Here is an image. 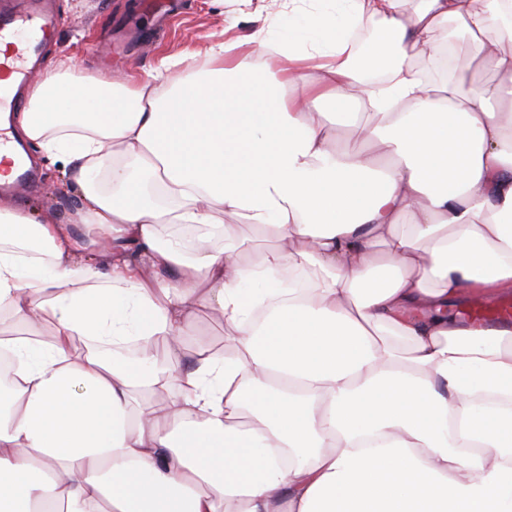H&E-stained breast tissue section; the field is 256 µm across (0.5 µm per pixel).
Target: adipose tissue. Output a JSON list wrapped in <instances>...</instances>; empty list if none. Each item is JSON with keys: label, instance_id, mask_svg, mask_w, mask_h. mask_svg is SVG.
Segmentation results:
<instances>
[{"label": "adipose tissue", "instance_id": "adipose-tissue-1", "mask_svg": "<svg viewBox=\"0 0 512 512\" xmlns=\"http://www.w3.org/2000/svg\"><path fill=\"white\" fill-rule=\"evenodd\" d=\"M254 13L188 77L28 90L11 135L80 204L0 201V512H512V325L448 316L512 297V0ZM240 216L280 249L241 263ZM205 307L236 360L158 362ZM174 376L184 400L134 405ZM448 35L455 37L458 45V62L461 67L462 73L467 77H482L487 78L488 75L484 74L481 70L476 67V60L473 58V50L469 40L457 32L453 25L441 29L437 33L438 40H445ZM28 143V150L35 160L38 182L25 194L2 199L38 212H49L65 221L79 205V197L73 190L61 187L64 179L62 164L48 158L35 143Z\"/></svg>", "mask_w": 512, "mask_h": 512}]
</instances>
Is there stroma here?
Instances as JSON below:
<instances>
[{"label":"stroma","instance_id":"stroma-1","mask_svg":"<svg viewBox=\"0 0 512 512\" xmlns=\"http://www.w3.org/2000/svg\"><path fill=\"white\" fill-rule=\"evenodd\" d=\"M60 25L54 40L46 46L47 63L62 60L72 64V78L111 81L135 76L158 64L160 59H177L172 73L184 76L206 65L205 51L211 35L225 29L226 19L237 21L230 37L250 34L255 24L251 9L241 0H185L184 10L166 27H158L157 11L146 0H57ZM28 150L38 172L36 185L15 196V204L57 219H67L78 206L76 192L64 189L62 165L48 158L37 145ZM223 346L233 352L234 341L220 313L201 309L186 341L185 358L199 350Z\"/></svg>","mask_w":512,"mask_h":512}]
</instances>
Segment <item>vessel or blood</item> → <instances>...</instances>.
<instances>
[{
	"label": "vessel or blood",
	"instance_id": "b4317fda",
	"mask_svg": "<svg viewBox=\"0 0 512 512\" xmlns=\"http://www.w3.org/2000/svg\"><path fill=\"white\" fill-rule=\"evenodd\" d=\"M59 16L55 0H15L0 9V115L16 116L14 86L28 82L44 58V49L56 34ZM11 156V172L0 180V195L21 191L34 178L25 166L5 128L0 127V153Z\"/></svg>",
	"mask_w": 512,
	"mask_h": 512
}]
</instances>
